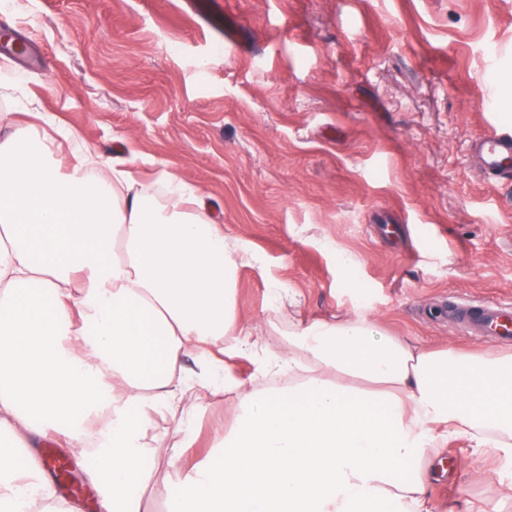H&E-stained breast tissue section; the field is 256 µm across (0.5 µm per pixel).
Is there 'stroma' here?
<instances>
[{
  "instance_id": "stroma-1",
  "label": "stroma",
  "mask_w": 512,
  "mask_h": 512,
  "mask_svg": "<svg viewBox=\"0 0 512 512\" xmlns=\"http://www.w3.org/2000/svg\"><path fill=\"white\" fill-rule=\"evenodd\" d=\"M237 46L188 0H0L45 66L0 56L8 117L75 158L162 171L202 191L230 244H243L237 319L268 347L299 321L369 314L403 340L488 356L508 341L465 335L458 305L512 302V184L486 182L473 143L512 126V0H212ZM292 294L297 308L281 306ZM235 389L187 394L195 461L231 429L229 402L287 385L226 360ZM143 460L147 512H166L177 420ZM429 497L456 512H512L468 440H438Z\"/></svg>"
}]
</instances>
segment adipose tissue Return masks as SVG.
<instances>
[{
  "instance_id": "adipose-tissue-1",
  "label": "adipose tissue",
  "mask_w": 512,
  "mask_h": 512,
  "mask_svg": "<svg viewBox=\"0 0 512 512\" xmlns=\"http://www.w3.org/2000/svg\"><path fill=\"white\" fill-rule=\"evenodd\" d=\"M30 131L0 140V512L61 507L36 447L61 434L89 470L103 512H146L142 458L187 392L208 391L234 355L288 385L233 404L206 464L180 477L166 512H435L424 463L436 431L475 454L512 457V355L431 350L372 320L314 321L259 354L234 317L241 252L197 195L157 206L122 195L128 172L83 162L60 173ZM196 359L187 371L184 358Z\"/></svg>"
}]
</instances>
